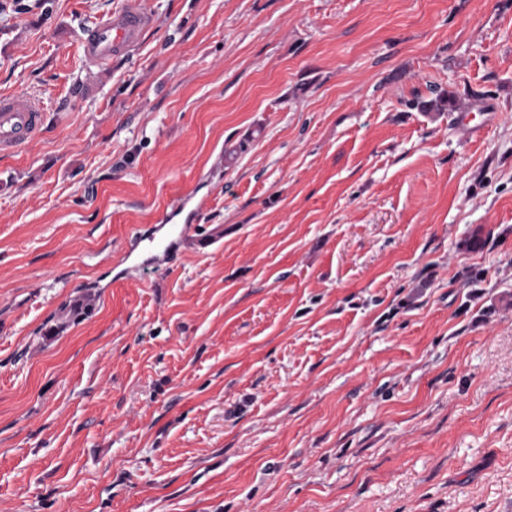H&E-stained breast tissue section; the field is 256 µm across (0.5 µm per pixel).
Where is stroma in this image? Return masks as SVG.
I'll return each instance as SVG.
<instances>
[{
    "instance_id": "35a3bbf8",
    "label": "stroma",
    "mask_w": 512,
    "mask_h": 512,
    "mask_svg": "<svg viewBox=\"0 0 512 512\" xmlns=\"http://www.w3.org/2000/svg\"><path fill=\"white\" fill-rule=\"evenodd\" d=\"M121 3L0 0V512H512V0H148L87 67ZM154 16L143 0H127L124 6L110 12L80 39L82 55L91 66L109 68L112 59L129 56L152 30ZM45 117L39 98L21 93L0 94V154H14L37 141Z\"/></svg>"
}]
</instances>
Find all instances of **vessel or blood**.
I'll use <instances>...</instances> for the list:
<instances>
[{
  "mask_svg": "<svg viewBox=\"0 0 512 512\" xmlns=\"http://www.w3.org/2000/svg\"><path fill=\"white\" fill-rule=\"evenodd\" d=\"M154 16L144 0H126L108 13L80 39L89 65L111 67L114 59L129 56L152 30ZM42 101L29 94H0V154L11 155L37 141L45 124Z\"/></svg>",
  "mask_w": 512,
  "mask_h": 512,
  "instance_id": "b4317fda",
  "label": "vessel or blood"
}]
</instances>
